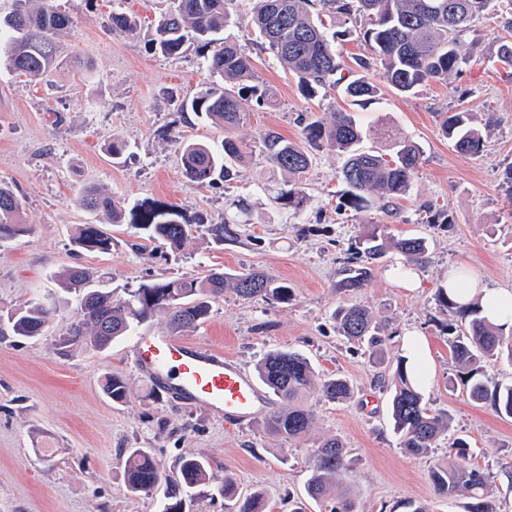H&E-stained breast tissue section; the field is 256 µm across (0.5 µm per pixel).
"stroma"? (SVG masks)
Returning a JSON list of instances; mask_svg holds the SVG:
<instances>
[{
    "label": "stroma",
    "mask_w": 512,
    "mask_h": 512,
    "mask_svg": "<svg viewBox=\"0 0 512 512\" xmlns=\"http://www.w3.org/2000/svg\"><path fill=\"white\" fill-rule=\"evenodd\" d=\"M171 0H53L74 24L61 39L60 66L48 78L30 80L0 70V180L15 188L30 235L0 247V311L34 300L55 307L45 336L33 340L0 338V512H162L164 498L127 494L124 449H152L160 468L173 473L178 459L207 457L210 484L191 489L189 512H227L216 491L232 476L238 495L262 490L270 512H288L290 502L305 512H320L308 499L305 483L312 450L329 436L340 438L353 461L346 482L359 512H404L406 502L431 505L434 512H462V500L438 498L431 468L456 451L455 438L470 444L467 465L489 476V493L498 512H512V419L471 401L456 378L448 322L437 290L448 270L463 268L490 287L512 291V192L506 172L512 167V78L493 61L491 48L502 37L498 23L485 19L460 39L470 60L445 83L420 87L408 97L382 87L376 101L348 107L335 92L309 99L295 77L262 47L251 28L248 0H236L231 33L246 42L260 81L276 94L274 108L250 113L236 132L247 142L265 130L302 142L298 115L312 118L351 109L368 135L363 147L386 152L372 136L386 127L418 143L423 151L413 190L399 219L376 209L356 213L339 207L342 157L320 150L305 178L310 201L303 212L278 211L260 191L284 176L261 155L242 166L230 187H200L182 175V154L172 127L203 141L221 142L224 131L202 121L176 124L174 98L192 94L208 77L207 63L195 49L176 57L153 53L148 45L155 21ZM122 10L138 17L140 30L129 37L113 32L110 16ZM467 109L484 126L485 146L473 156L457 152L441 132L445 113ZM63 112L62 128L51 124ZM123 138L131 156L113 162L107 146ZM97 186L130 202L154 198L187 214L203 213L215 224L224 219L225 196L244 199L251 223L236 227L234 239L215 243L192 235L177 252L129 225L112 227L107 254L74 252L78 225L93 222L77 198ZM447 208L448 224L424 223L421 207ZM375 227L393 237L423 236L431 243L428 264L416 272L417 285L404 287L390 276L395 253H387L366 288L342 293L336 288L339 260L363 229ZM80 264L94 269V284L115 294L166 277H197L207 270L266 272L294 290L292 301L271 304L244 299L232 291L211 303L208 319L186 332V339L215 347L248 368L270 350L307 357L318 375L339 374L354 388L352 399L333 403L311 389L307 401L315 425L304 436L284 440L262 421L231 426L206 408L169 398L131 364L128 338L104 351L75 349L57 355L54 336L78 307L61 292L58 272ZM368 307L393 337L384 361L352 348L335 328L337 307ZM418 332L428 342L433 376L424 397L435 411L448 412L451 429L426 457L405 455L388 410V393L379 382L405 353L404 338ZM122 377L124 403L108 399L106 377Z\"/></svg>",
    "instance_id": "obj_1"
}]
</instances>
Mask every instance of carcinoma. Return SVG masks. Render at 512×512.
<instances>
[{"instance_id":"carcinoma-1","label":"carcinoma","mask_w":512,"mask_h":512,"mask_svg":"<svg viewBox=\"0 0 512 512\" xmlns=\"http://www.w3.org/2000/svg\"><path fill=\"white\" fill-rule=\"evenodd\" d=\"M234 0H172V8L156 21L150 50L164 57L182 54L193 45L207 62L210 79L192 96L176 104L179 120L189 124V115L206 118L224 129V140L210 145L199 139L178 141L183 161V176L201 186L231 184L237 167L257 151L288 175L283 184L264 185L261 190L279 208L301 211L309 202L303 178L312 167L315 152L327 147L344 155L341 181L345 189L340 206L364 212L372 208L399 216V201L410 194L421 147L407 138L393 140L391 152L360 148L363 131L353 116L338 110L327 118L311 122L297 117L303 125L306 143L292 142L272 129L266 130L257 144L250 145L234 136V130L251 112L276 104L272 90L254 72L251 57L236 36L228 32ZM252 22L259 37L290 74L298 77L300 89L315 97L326 89L342 87L344 96L355 104L368 102L377 87L363 73L376 71L383 81L400 94H412L429 82H446L462 71L468 58L459 52V39L473 31L481 18L495 15L510 35L498 41L495 57L512 69V0H250ZM347 17L359 24V34L367 54L354 58L356 68L345 66L336 49V40L345 32L336 30L334 18ZM112 30L134 37L139 23L135 16L112 11ZM72 26V20L54 9L50 0L34 7L32 0H12L9 13L0 16V67L19 77L40 78L50 73L60 56L59 36ZM445 137L457 151L478 154L484 137L466 110L451 112L441 123ZM84 210L103 216L113 224H130L148 233L147 240L181 250L196 227H205L216 243L231 236L232 224H246L250 210L242 200L228 199L224 222L212 224L206 216H190L178 207L151 198L123 204L103 190L89 186L78 200ZM22 203L12 188L0 182V243L31 233L21 217ZM426 223L448 224L447 210L432 203L424 205ZM77 251L109 253L112 234L101 224H82L72 237ZM394 248L403 264L423 266L429 244L421 236L396 241L367 231L357 236L338 269L336 288L356 292L366 287L374 274V262ZM63 290L78 297L79 307L55 339V349L66 356L76 347L103 351L112 342L130 336L136 327L158 312L169 317L174 331L196 328L209 316L213 299L229 287L242 298L262 299L286 304L293 289L259 271L229 274L209 270L202 277H173L143 283L116 299L106 288H93V272L71 266L59 273ZM441 310L452 319L467 322L460 328L452 321L445 325L448 345L458 368V377L468 397L487 404L501 418H512V385L491 381L486 364L505 356L512 361V312L501 315L503 322L488 319L479 303L460 304L448 296V288L437 290ZM54 310L42 303L0 314V336L36 339L53 322ZM336 330L350 343L364 345L370 354L384 357L390 335L374 321L369 310L357 305L336 308ZM259 380L282 402L264 418L266 429L284 439L298 438L312 428L314 411L301 397L313 385L321 396L342 402L353 396L343 377L320 381L310 361L297 351L271 350L256 364ZM393 391L390 414L399 447L404 453L425 457L437 447L449 430L451 418L427 406L418 378L406 360L397 361L391 374ZM103 392L115 403L126 399L125 381L116 376L103 383ZM351 461L342 441L327 438L316 448L309 462L306 494L321 506V512H357L349 492L339 491L350 471ZM210 463L199 454L180 457L176 474L165 475L151 450L129 448L124 482L133 495H149L164 489V512H185L183 491L210 482ZM430 479L436 493L448 500L466 499L465 512H497L487 495V475L477 468L457 463L435 465ZM228 499L229 512H267L264 493L256 490L239 498L229 477L217 488Z\"/></svg>"}]
</instances>
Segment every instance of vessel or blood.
Listing matches in <instances>:
<instances>
[{"instance_id":"b4317fda","label":"vessel or blood","mask_w":512,"mask_h":512,"mask_svg":"<svg viewBox=\"0 0 512 512\" xmlns=\"http://www.w3.org/2000/svg\"><path fill=\"white\" fill-rule=\"evenodd\" d=\"M136 372L190 405H203L229 425L274 411L277 399L232 356L176 334L141 331L131 343Z\"/></svg>"}]
</instances>
